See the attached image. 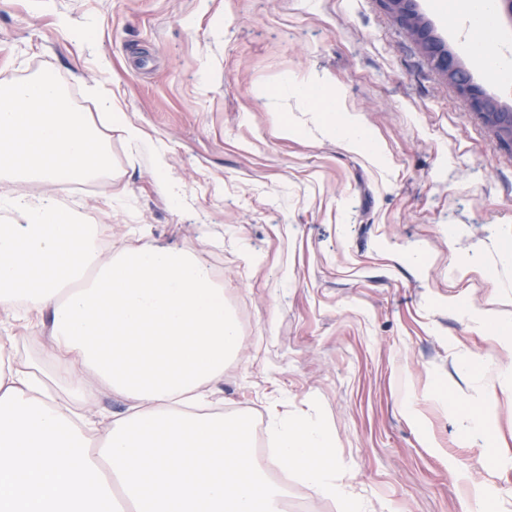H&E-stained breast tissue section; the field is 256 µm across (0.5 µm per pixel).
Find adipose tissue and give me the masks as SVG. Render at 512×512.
Masks as SVG:
<instances>
[{
  "label": "adipose tissue",
  "mask_w": 512,
  "mask_h": 512,
  "mask_svg": "<svg viewBox=\"0 0 512 512\" xmlns=\"http://www.w3.org/2000/svg\"><path fill=\"white\" fill-rule=\"evenodd\" d=\"M488 2L455 0L453 21L475 64L507 79L512 52L487 48ZM111 164L106 137L54 75L0 77V315L49 326L68 386L59 400L0 342V512H283V490L248 455L244 419L205 409L239 340L213 270L172 246L104 251L78 209L10 189L88 183ZM461 314L509 357L493 371L482 354L463 361L482 389L464 429L484 437L487 389L512 386V296ZM89 372L129 401L127 415L102 426L89 417ZM269 430L276 464L345 512H363L336 475L322 425L275 414Z\"/></svg>",
  "instance_id": "1"
}]
</instances>
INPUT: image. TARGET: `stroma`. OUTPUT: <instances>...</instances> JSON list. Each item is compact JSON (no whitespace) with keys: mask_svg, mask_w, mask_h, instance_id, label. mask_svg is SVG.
Instances as JSON below:
<instances>
[{"mask_svg":"<svg viewBox=\"0 0 512 512\" xmlns=\"http://www.w3.org/2000/svg\"><path fill=\"white\" fill-rule=\"evenodd\" d=\"M94 23L76 43L56 24ZM0 68L51 70L96 114L111 172L55 187L108 237L191 250L224 286L239 349L209 403L247 419L249 446L286 508L343 512L294 470L280 475L271 413L316 421L365 512H461L465 498L512 512V388L496 389L497 464H485L445 404L467 401L470 352L504 361L461 317L512 283V147L432 70L379 0H0ZM310 76L384 147L350 151L286 91ZM116 100L163 143L180 205L155 159L98 116ZM300 130L281 135L282 124ZM423 251L420 268L407 253ZM468 262L462 278L451 265ZM17 364L56 385L44 339L0 325ZM412 386L417 431L401 408Z\"/></svg>","mask_w":512,"mask_h":512,"instance_id":"35a3bbf8","label":"stroma"}]
</instances>
